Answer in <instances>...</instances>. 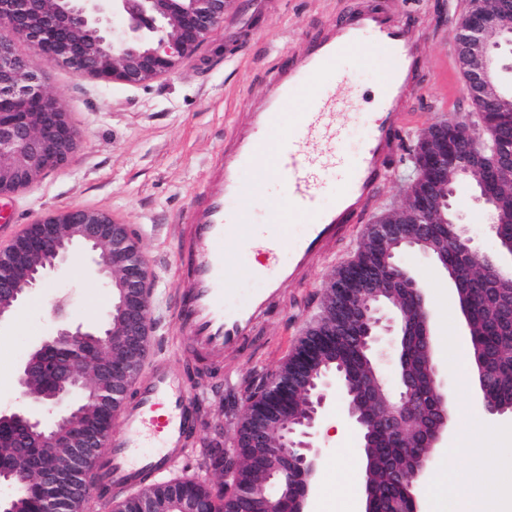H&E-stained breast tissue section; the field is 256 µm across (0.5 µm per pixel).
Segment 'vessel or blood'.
Masks as SVG:
<instances>
[{
  "label": "vessel or blood",
  "mask_w": 512,
  "mask_h": 512,
  "mask_svg": "<svg viewBox=\"0 0 512 512\" xmlns=\"http://www.w3.org/2000/svg\"><path fill=\"white\" fill-rule=\"evenodd\" d=\"M244 44L242 20L228 19L225 54L235 55ZM364 45L377 68L380 97L351 158L341 149L340 118L352 101L341 89L345 61ZM421 55L413 28L395 19L380 0H366L360 11L330 22L322 37L288 57L260 105L242 114L178 231L190 258L178 321L193 353L218 360L239 349L253 336L257 320L280 303L284 286L306 282L318 259L367 217L402 149L400 132L418 118L412 100L422 88L415 80ZM261 166L288 200L268 229L250 218L249 202L259 186L247 175ZM334 171L344 188L326 207L321 194ZM295 224L303 227L296 237L290 233ZM284 249L289 260L283 264ZM252 250L267 258L266 286L248 306L227 310L224 285L233 275L248 274L243 255ZM120 420V431L110 434L96 463L99 483L116 494L172 470L191 447L197 410L180 368L165 358L155 360L125 400ZM151 430L159 433L160 446L133 454L135 439Z\"/></svg>",
  "instance_id": "vessel-or-blood-1"
}]
</instances>
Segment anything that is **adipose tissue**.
<instances>
[{
    "label": "adipose tissue",
    "instance_id": "1",
    "mask_svg": "<svg viewBox=\"0 0 512 512\" xmlns=\"http://www.w3.org/2000/svg\"><path fill=\"white\" fill-rule=\"evenodd\" d=\"M480 465L465 473H446L432 476L429 482L428 512H471L472 501H480L486 512H507L512 506V466L497 470L494 480H486L485 463L496 458V448L485 446L477 449Z\"/></svg>",
    "mask_w": 512,
    "mask_h": 512
}]
</instances>
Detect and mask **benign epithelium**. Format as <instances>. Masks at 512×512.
<instances>
[{
	"mask_svg": "<svg viewBox=\"0 0 512 512\" xmlns=\"http://www.w3.org/2000/svg\"><path fill=\"white\" fill-rule=\"evenodd\" d=\"M236 0H0V199L31 186L65 166L79 146L78 134L60 100L46 88L44 74L16 53L13 43L34 46L50 66L63 67L99 81L141 86L175 70L196 55ZM458 61L467 95L497 120L480 129L462 130L452 118L425 129L415 149V174L406 185L405 204L366 225L362 240L368 258H357L324 286L322 312L308 327L302 356L286 372L271 374L255 399L269 405L248 410L234 444L224 449V492L229 512H306L318 461L313 437L326 415L329 392L337 388L341 407L356 430L363 454L377 441H398L419 425L423 435L413 468H390L388 482L404 487V508L378 507L381 496L365 485V512H418L417 489L436 448L448 437L451 398L448 378L434 364L428 381L433 401L417 397L419 383L402 372L412 349L434 356L432 312L418 272L402 255L418 251L449 279L459 309L469 319L468 303L494 287L502 312L512 318V197L499 193L512 178V94L499 74L512 71V0H497L493 10L470 0L456 28ZM470 182L474 201L487 215L492 247L485 250L458 221L452 198L459 181ZM87 252L92 270L112 293V305L100 325L69 320L59 300L58 326L27 354L16 375L19 405L0 412V429L20 435L27 448H67L68 464L38 467L30 488L42 498V512H69L70 494L91 495L94 462L112 431L113 409L140 374L151 336L150 290L153 274L128 225L87 208L50 212L28 224L0 249V323L10 319L25 297L72 251ZM340 336L360 352L376 385L353 389L336 360ZM388 340L397 364L390 380L380 367ZM100 351L93 376L54 353ZM53 376V388L37 395L29 381ZM261 474L258 483L238 478L241 449ZM14 488L0 497V512H18L24 500L11 474L0 472V485ZM135 512H203L201 501L182 495L167 503L133 494Z\"/></svg>",
	"mask_w": 512,
	"mask_h": 512,
	"instance_id": "1",
	"label": "benign epithelium"
}]
</instances>
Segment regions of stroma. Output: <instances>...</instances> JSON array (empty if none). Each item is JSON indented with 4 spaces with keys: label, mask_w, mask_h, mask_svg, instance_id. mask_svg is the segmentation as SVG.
I'll return each mask as SVG.
<instances>
[{
    "label": "stroma",
    "mask_w": 512,
    "mask_h": 512,
    "mask_svg": "<svg viewBox=\"0 0 512 512\" xmlns=\"http://www.w3.org/2000/svg\"><path fill=\"white\" fill-rule=\"evenodd\" d=\"M363 0H280L275 10L260 19L253 38L236 58L224 57V30L216 28L209 43L178 69L145 86H128L80 77L62 67H50L30 45L16 48L32 67L46 72L47 89L61 101L76 128L80 145L72 162L53 171L30 188L0 201L10 215L0 222V248L27 224L51 210L90 208L129 224L139 239L155 278L150 298L152 333L147 356L169 358L183 368L197 367V360L182 350L183 338L175 324V307L182 286L178 278L187 259L174 230L194 196L203 188L207 168L232 134L238 113L250 111L285 55L300 51L321 35L327 23L357 10ZM395 16L411 11L415 32L422 39L423 64L435 67L444 56H455L454 31L466 0H385ZM354 104L346 112L343 148L355 154L364 133L369 98L375 88V63L361 50L348 64ZM441 89L429 85L415 106L419 120L403 133L404 152L393 162L391 178L373 215L402 206L405 184L414 173L413 154L421 132L446 118L461 117L472 128L480 118L467 95H459L448 108L437 100ZM362 225H355L335 251L321 259L303 284H290L278 308L263 318L254 336L220 365L215 376L195 379L192 395L197 404L198 427L185 468L176 478L217 482L204 453L212 438L231 445L234 429L244 417L251 391L277 371L306 326L321 310L323 286L354 258ZM404 262L421 275L434 312V356L448 376L456 404L483 424V436L501 448V462L512 463V414L492 417L481 408L476 383L461 387L458 363L450 351L455 340H467L464 320L453 309L451 285L421 254L406 253ZM68 298L74 318L101 321L112 296L94 276L81 256H74L61 274L49 275L42 287L30 292L7 328L0 329V374L15 376L30 349L57 325L55 303ZM336 425L323 427L318 468L322 483L315 491L320 512H336L342 489L336 467L355 465L357 446L336 439Z\"/></svg>",
    "instance_id": "stroma-1"
}]
</instances>
